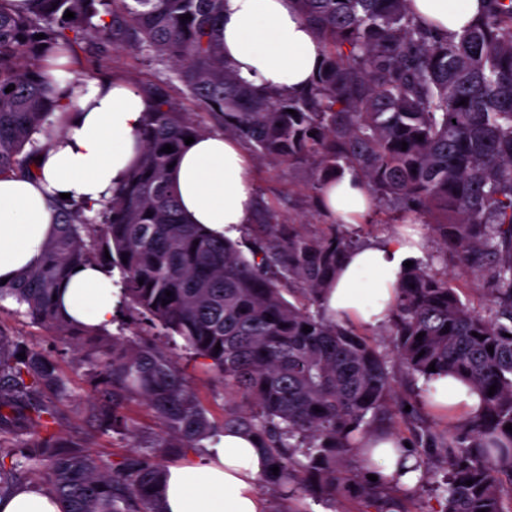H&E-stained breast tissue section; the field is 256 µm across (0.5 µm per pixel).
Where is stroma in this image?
Listing matches in <instances>:
<instances>
[{
	"mask_svg": "<svg viewBox=\"0 0 512 512\" xmlns=\"http://www.w3.org/2000/svg\"><path fill=\"white\" fill-rule=\"evenodd\" d=\"M88 67L94 68L96 77H118L136 86L158 80L164 75L162 66L150 63L138 52L122 48L110 50L101 60L80 55L78 59L69 61L64 71L70 75ZM254 184L256 213L260 216L268 215L271 222L298 223L302 231L311 236L339 231L352 237L359 245L397 236L402 229L409 228L418 232L424 242L421 261L432 262L435 268L447 271L449 277L461 286L462 298H477L485 286L484 281L461 274L455 261L440 252L431 229L422 221H412L404 227L386 223L384 214L374 212L358 224L337 226L330 223L316 206L308 169L274 167L258 162L254 165ZM0 329L13 336L21 345L55 359L68 377L71 397L62 406V417L57 427L62 437H90L95 448L111 452L116 460L127 455L132 444L130 438L95 429L88 422L84 408L94 387L87 376L86 366L79 361L76 352L67 342L54 337L41 324L33 322L22 308L11 301L0 303ZM164 343L186 365L190 385L211 417L222 418L225 406L237 404V397L225 391L223 380L209 368L206 360L193 358L179 338L168 337ZM389 370L394 380V397L399 410L387 421L386 426L390 432L397 434L400 441L410 444L411 455H420L421 450L416 446L418 434L424 429L440 425L442 419L430 408L425 398V381L422 377L409 375L394 358L389 361Z\"/></svg>",
	"mask_w": 512,
	"mask_h": 512,
	"instance_id": "stroma-1",
	"label": "stroma"
}]
</instances>
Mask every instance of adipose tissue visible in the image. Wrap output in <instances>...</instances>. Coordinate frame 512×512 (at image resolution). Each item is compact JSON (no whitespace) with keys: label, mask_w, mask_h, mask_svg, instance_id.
<instances>
[{"label":"adipose tissue","mask_w":512,"mask_h":512,"mask_svg":"<svg viewBox=\"0 0 512 512\" xmlns=\"http://www.w3.org/2000/svg\"><path fill=\"white\" fill-rule=\"evenodd\" d=\"M410 8L440 36L462 32L480 15L481 0H410ZM323 46L294 0H224V60L259 90L305 87L321 61ZM56 117L63 131L53 139L37 135L38 159L28 175L0 176V279L14 281L43 260V245L58 222L60 194L100 209L127 179L142 152L138 131L147 99L122 79L83 84L56 79ZM253 162L234 138L208 133L187 145L171 171V182L188 223L221 239L250 224L255 208ZM331 221L356 224L369 212L363 179L345 172L333 179L318 202ZM423 241L408 230L349 253L331 288L322 295L328 318L361 325L387 319L396 303L405 261ZM120 301L116 277L106 268H80L60 292L75 324L108 328ZM436 410L456 423L475 413L480 398L461 381L436 376L430 383ZM379 474L391 484L413 486L416 460L395 437L368 442ZM266 454L256 439L225 433L201 460L167 470V512H268L259 488Z\"/></svg>","instance_id":"adipose-tissue-1"}]
</instances>
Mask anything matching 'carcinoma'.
Returning a JSON list of instances; mask_svg holds the SVG:
<instances>
[{
	"label": "carcinoma",
	"instance_id": "cac0c4a2",
	"mask_svg": "<svg viewBox=\"0 0 512 512\" xmlns=\"http://www.w3.org/2000/svg\"><path fill=\"white\" fill-rule=\"evenodd\" d=\"M485 2L472 25L442 38L408 0H297L323 42L322 61L308 88L260 94L224 63V0H25L20 13L0 0V176L30 172L23 151L34 135L63 131L50 120L57 100L48 60L80 51L98 58L111 46L169 69L224 135L261 160L309 169L315 193L347 169L358 173L373 206L425 220L461 270L489 282L477 308L431 264L414 263L389 336L409 373L428 381L448 372L482 398V409L453 429L418 435L427 464L448 466L438 512H512V0ZM68 11L75 17L65 19ZM185 14L192 19L181 21ZM140 90L151 108L127 181L93 218L61 203L42 263L0 286V301L13 299L62 340L96 339L85 353L93 426L133 433L129 405L140 400L162 430L147 451L118 462L85 438L60 437L57 402L69 396L68 379L55 360L0 332V493L38 469L60 512H166L162 460L237 430L268 454L260 489L269 512H305L302 495L399 512L396 486L362 481L350 464L357 440L393 417L387 355L322 311L321 294L353 240L259 224L261 260L251 262L236 242L186 223L170 165L184 138L204 127L172 100L166 81ZM167 144L173 152L162 151ZM87 264L117 271L123 307L158 334L180 337L244 405L224 409L218 422L156 339L69 322L53 296Z\"/></svg>",
	"mask_w": 512,
	"mask_h": 512
}]
</instances>
